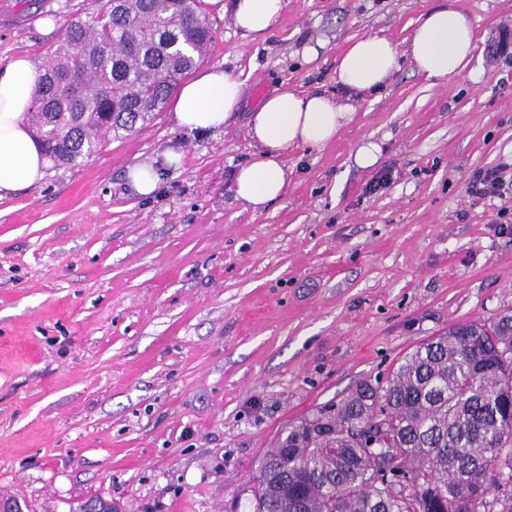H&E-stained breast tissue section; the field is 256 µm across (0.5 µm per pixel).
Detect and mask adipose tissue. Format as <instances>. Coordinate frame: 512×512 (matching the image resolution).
Listing matches in <instances>:
<instances>
[{
    "label": "adipose tissue",
    "instance_id": "1",
    "mask_svg": "<svg viewBox=\"0 0 512 512\" xmlns=\"http://www.w3.org/2000/svg\"><path fill=\"white\" fill-rule=\"evenodd\" d=\"M284 0H233L232 19L248 34L275 26ZM477 48L475 28L456 0H437L418 19L403 46L386 36L363 35L345 48L336 66V85L349 98L340 103L324 91H280L250 113L248 135L259 152L239 168L237 200L253 211L266 210L288 191L284 157L289 148H320L332 142L352 119L351 99L381 92L401 62L426 79L444 81L463 75ZM38 72L31 58L19 56L0 68V197L40 183L49 160L28 124ZM237 77L222 67L201 69L171 104L176 126L190 131H220L242 103Z\"/></svg>",
    "mask_w": 512,
    "mask_h": 512
}]
</instances>
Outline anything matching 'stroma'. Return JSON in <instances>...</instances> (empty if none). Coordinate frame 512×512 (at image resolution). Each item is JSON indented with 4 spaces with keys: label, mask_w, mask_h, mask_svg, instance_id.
Listing matches in <instances>:
<instances>
[{
    "label": "stroma",
    "mask_w": 512,
    "mask_h": 512,
    "mask_svg": "<svg viewBox=\"0 0 512 512\" xmlns=\"http://www.w3.org/2000/svg\"><path fill=\"white\" fill-rule=\"evenodd\" d=\"M435 3L285 0L255 37L205 5L203 63L244 83L223 131L180 129L166 103L0 198V491L33 512L92 494L136 512H252L253 473L288 423L454 324L512 315V188L465 191L476 170L512 166V63L491 50L512 0H457L478 80L431 83L402 62L331 143L289 149L282 199L258 213L234 195L267 95L335 91L351 40L402 43ZM95 9L0 0V67L42 64L56 28ZM368 142L381 153L363 169ZM168 151L179 163L139 195L129 169ZM384 169L390 186L366 193Z\"/></svg>",
    "instance_id": "stroma-1"
}]
</instances>
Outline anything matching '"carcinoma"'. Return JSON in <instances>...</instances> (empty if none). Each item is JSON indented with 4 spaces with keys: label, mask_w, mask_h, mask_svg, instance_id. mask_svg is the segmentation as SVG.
Masks as SVG:
<instances>
[{
    "label": "carcinoma",
    "mask_w": 512,
    "mask_h": 512,
    "mask_svg": "<svg viewBox=\"0 0 512 512\" xmlns=\"http://www.w3.org/2000/svg\"><path fill=\"white\" fill-rule=\"evenodd\" d=\"M39 70L33 133L76 166L153 119L213 40L203 0H100ZM253 512H512V316L470 322L288 424Z\"/></svg>",
    "instance_id": "cac0c4a2"
}]
</instances>
